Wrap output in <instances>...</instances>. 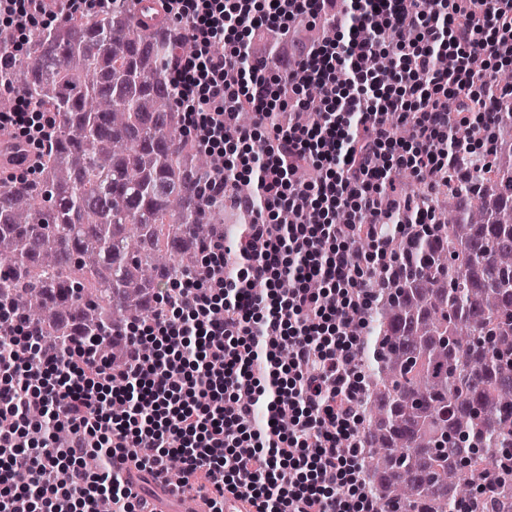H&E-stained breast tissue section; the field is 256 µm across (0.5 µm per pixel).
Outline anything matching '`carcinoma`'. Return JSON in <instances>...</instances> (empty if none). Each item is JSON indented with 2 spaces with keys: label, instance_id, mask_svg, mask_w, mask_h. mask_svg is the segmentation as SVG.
Listing matches in <instances>:
<instances>
[{
  "label": "carcinoma",
  "instance_id": "carcinoma-1",
  "mask_svg": "<svg viewBox=\"0 0 512 512\" xmlns=\"http://www.w3.org/2000/svg\"><path fill=\"white\" fill-rule=\"evenodd\" d=\"M65 15L0 82L60 117L32 180L0 186V300L58 349L140 322L200 269L224 220L186 189L224 165L180 132L174 73L192 42L160 0ZM433 223L395 240L352 362L366 482L381 512H512V121L478 184L436 189Z\"/></svg>",
  "mask_w": 512,
  "mask_h": 512
}]
</instances>
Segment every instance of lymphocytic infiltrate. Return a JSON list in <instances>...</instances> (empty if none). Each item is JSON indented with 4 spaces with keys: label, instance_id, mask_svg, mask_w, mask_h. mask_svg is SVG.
I'll use <instances>...</instances> for the list:
<instances>
[{
    "label": "lymphocytic infiltrate",
    "instance_id": "obj_1",
    "mask_svg": "<svg viewBox=\"0 0 512 512\" xmlns=\"http://www.w3.org/2000/svg\"><path fill=\"white\" fill-rule=\"evenodd\" d=\"M109 2L0 0V29L12 32L14 52L38 20ZM462 2L164 0L196 46L175 71L181 131L224 156L223 172L194 194L231 195L251 220L235 246L215 237L196 275L169 279L146 320L112 329L122 362L87 336L57 357L38 325L0 307L12 343L0 354V512H98L105 496L118 512H144L146 497L117 468L126 458L207 499L211 512H224L228 492L241 494L245 512H377L358 439L365 378L351 362L373 302L369 273L390 263L396 235L430 221L391 175L431 185L456 167L480 174L512 112V0H481L476 19ZM318 19L335 25L337 40L291 51L289 30ZM259 33L275 40L270 59L245 53ZM218 43L228 52L214 53ZM442 54L452 70L438 68ZM476 57L485 70L471 68ZM285 89L308 121L286 118ZM15 98L0 129L43 150L52 116ZM392 115L407 122L406 140ZM470 124L481 138L458 139ZM299 163L312 181L293 178ZM241 181L253 191L235 192ZM284 209L294 223H278ZM395 209L408 224H391ZM91 454L101 460L95 473L83 466ZM19 471L28 485L15 482Z\"/></svg>",
    "mask_w": 512,
    "mask_h": 512
}]
</instances>
